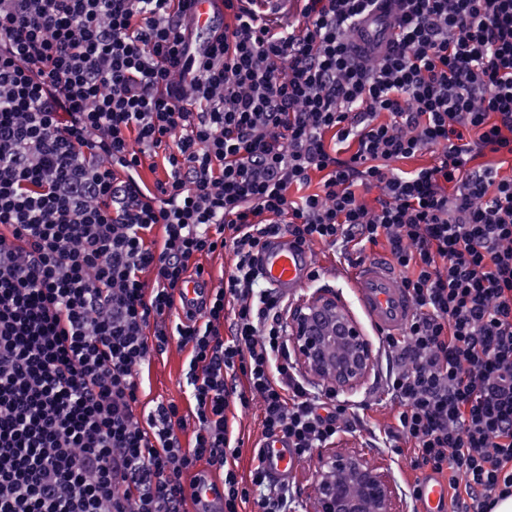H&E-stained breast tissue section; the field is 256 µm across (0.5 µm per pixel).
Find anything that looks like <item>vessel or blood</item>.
<instances>
[{"label": "vessel or blood", "mask_w": 512, "mask_h": 512, "mask_svg": "<svg viewBox=\"0 0 512 512\" xmlns=\"http://www.w3.org/2000/svg\"><path fill=\"white\" fill-rule=\"evenodd\" d=\"M222 0H194L190 11L195 20L194 50L204 52L208 46L210 29L222 16ZM387 35L382 18L367 17L356 40L372 43L382 42ZM258 269L265 286L292 294L306 288L313 269L310 249L295 246L288 235L271 238L262 251ZM355 295L371 327L378 335H399L408 324L413 304L408 293L401 288L395 275L380 261L362 263L354 277ZM212 289L202 276L189 278L177 292V303L181 311L202 314L208 307ZM260 465L272 478L285 480L297 465V458L282 437L266 439L258 450ZM419 495L414 501L416 512H448V484L431 473L418 477ZM192 492L195 498L205 501L210 512H222L224 488L220 480L211 479L197 483Z\"/></svg>", "instance_id": "obj_1"}]
</instances>
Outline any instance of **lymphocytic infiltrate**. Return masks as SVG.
I'll list each match as a JSON object with an SVG mask.
<instances>
[{"label":"lymphocytic infiltrate","mask_w":512,"mask_h":512,"mask_svg":"<svg viewBox=\"0 0 512 512\" xmlns=\"http://www.w3.org/2000/svg\"><path fill=\"white\" fill-rule=\"evenodd\" d=\"M191 2L0 0V512H188L208 472L224 512H288L287 483L240 475L235 411L259 404L301 460L351 415L256 288L283 233L349 268L386 244L414 305L378 339L387 436L452 512H489L512 493V175L475 159L512 154V0H224L202 56ZM370 11L395 29L379 57L350 38ZM227 249L182 318L184 279ZM174 342L187 413L140 404L138 367ZM201 262L205 266L208 275L205 276L210 280L213 288H219L224 282V273L231 270L232 255L229 252L217 256L202 258ZM212 288L204 276L189 278L177 292V303L183 313L191 312L196 317L208 307Z\"/></svg>","instance_id":"1"}]
</instances>
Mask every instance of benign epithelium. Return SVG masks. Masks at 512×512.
Masks as SVG:
<instances>
[{
	"label": "benign epithelium",
	"instance_id": "benign-epithelium-1",
	"mask_svg": "<svg viewBox=\"0 0 512 512\" xmlns=\"http://www.w3.org/2000/svg\"><path fill=\"white\" fill-rule=\"evenodd\" d=\"M300 364L336 394L350 395L373 367V351L341 299L318 289L289 312ZM317 512H397L388 472L358 453L322 448L312 484Z\"/></svg>",
	"mask_w": 512,
	"mask_h": 512
}]
</instances>
